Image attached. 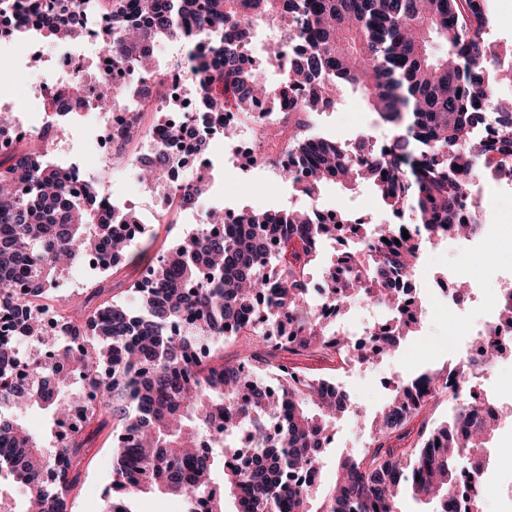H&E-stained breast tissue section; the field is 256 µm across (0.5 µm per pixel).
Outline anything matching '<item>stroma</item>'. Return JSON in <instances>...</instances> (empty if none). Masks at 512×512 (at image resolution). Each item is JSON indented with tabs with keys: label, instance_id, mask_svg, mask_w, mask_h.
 <instances>
[{
	"label": "stroma",
	"instance_id": "stroma-1",
	"mask_svg": "<svg viewBox=\"0 0 512 512\" xmlns=\"http://www.w3.org/2000/svg\"><path fill=\"white\" fill-rule=\"evenodd\" d=\"M59 49L54 44L42 42L29 45L22 36L0 40V59L5 67L0 70V110L11 114H25L33 124H40L43 116L41 104L30 89L39 76L49 70ZM317 132L338 140H352L362 135H382L376 124V116L370 112L362 96L342 91L334 111L320 115L316 122ZM93 121L79 118L70 123L63 136L75 159L87 171L90 178L101 180L111 191L114 199L126 202L138 215L144 216L146 229L136 241L137 248L173 243L181 235L176 224H161L150 218L147 204L148 187L130 165H106L93 143ZM229 152L223 135H215L209 142L208 153L215 166L221 167V175L212 177V191L220 197L236 200L240 205L257 209L274 207L281 202L302 204L303 198L285 182H270L266 171L228 166L224 157ZM322 202L329 209H343L355 216H368L371 222H384L388 213L381 208L379 199L370 185L360 184L345 189L327 184L322 191ZM462 256L456 246L445 244L428 248L426 258L414 277L416 294L422 304H429V283L446 276L449 269L459 266ZM458 315L452 310H433L424 321L407 336L400 347L379 361L364 365L363 369H336L334 362L323 357H297L296 366L311 374H318L340 382L353 402L365 414H372L386 400L393 378H405L417 369L440 366L448 360V325L457 322ZM361 417L345 416L336 425L337 438L324 458L323 480L333 483L336 477V461L340 456L361 454L363 448L356 441L361 430ZM87 444L81 451L78 465L80 475L70 494L71 512H105V492L112 482L114 452L108 430L97 424L84 426L82 431Z\"/></svg>",
	"mask_w": 512,
	"mask_h": 512
}]
</instances>
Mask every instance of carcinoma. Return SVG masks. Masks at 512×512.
Instances as JSON below:
<instances>
[{"label":"carcinoma","instance_id":"obj_1","mask_svg":"<svg viewBox=\"0 0 512 512\" xmlns=\"http://www.w3.org/2000/svg\"><path fill=\"white\" fill-rule=\"evenodd\" d=\"M168 2L33 0L29 11L37 33L55 42L82 37L85 11L106 21L108 61L96 70L116 68L132 78L118 95L128 112L154 76L151 49L163 40L187 46L185 85L209 109H223L226 98L244 111L254 102L288 108V148L309 170L303 177L290 166L281 172L309 202L329 182L364 181L384 211H409L417 223L444 224L457 236L472 228L462 220L461 201L484 165L494 167L495 182L512 178V107L498 92L494 70L504 52L496 44L486 48L487 0ZM258 24L283 33L272 47L275 59L288 45L276 85L240 52ZM345 88L360 92L388 127L389 152H373L364 137L342 143L312 134L321 104L336 101ZM113 94L109 81L86 75L59 85V95L82 112L110 107ZM487 125L496 127L493 137L469 138ZM168 166L161 153L139 170L140 178L160 184ZM207 183L204 171L184 183L183 205L195 204ZM104 193L92 181L78 193L72 168L52 162L39 146L0 154V316L38 348L21 380L16 348L0 339V465L24 485L26 512H67L86 440L77 431L60 444L58 427L78 408L85 424H112L117 464L106 508L118 502L116 512H131L135 497L156 493L190 506L202 496L205 512H224L228 496L243 512H398L406 494L448 512L459 461L478 459L497 429L494 415L453 404L448 418L414 425L429 410L428 391L414 379L440 387L448 367L394 383L368 423V447L341 457L334 484L322 488L305 483L302 474L322 464L321 440L358 407L333 381L288 365L290 356L343 360L346 339L335 321L314 316L305 283L326 239H351L335 260L345 275L330 274L333 288L391 308V321L359 348L365 363L397 350L418 324V301L406 300L390 276L416 271L422 243L395 240L393 224H366L345 211L315 223L308 210L291 207H244L237 223L214 235L213 210L209 223L169 245L146 266L147 279L129 286L137 311L105 298L101 279L80 306L61 314L65 330L88 337L86 347L71 351L44 332L41 319L29 313V297L15 294L13 284L27 281L43 291L102 247L117 257L114 273L141 261L123 231L140 223L137 213L122 210L117 222L102 223L90 209L88 198ZM260 305L271 316L266 332L246 322ZM284 311L290 316L282 320ZM185 315L194 323L172 333ZM227 337L245 342L242 354L215 364L201 355ZM502 354L497 338L485 334L484 360L497 362ZM52 356L70 360L74 375L90 387V401L69 396L74 381L52 370ZM31 409L48 413L51 438L40 440L24 425ZM218 409L224 446L196 447ZM240 428L250 434L255 457L229 463ZM464 496V512H483L479 486L468 485Z\"/></svg>","mask_w":512,"mask_h":512}]
</instances>
